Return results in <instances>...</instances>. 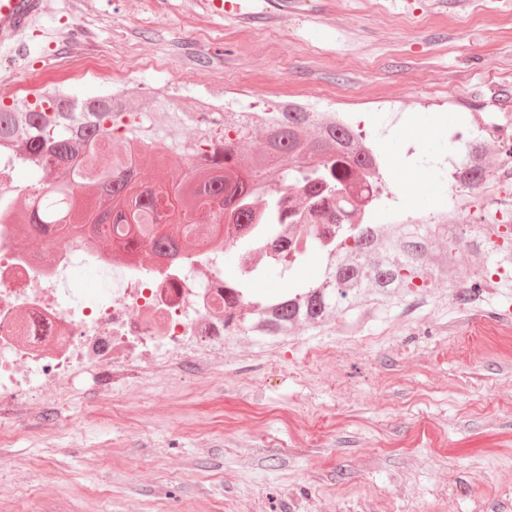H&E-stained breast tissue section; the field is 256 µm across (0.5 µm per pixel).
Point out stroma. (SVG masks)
<instances>
[{
    "mask_svg": "<svg viewBox=\"0 0 512 512\" xmlns=\"http://www.w3.org/2000/svg\"><path fill=\"white\" fill-rule=\"evenodd\" d=\"M484 3L252 0L249 16L220 18L201 0H42L17 38L20 70H0V102H25L31 72L75 51L111 56L140 101L184 112L296 95L362 126L396 205L479 224L512 216V186L496 174L452 200L436 161L449 129L476 140L512 122V0ZM382 112L411 121L396 137ZM347 322L185 388L159 377L102 397L75 379L39 437L0 425V493L13 512H512V295L465 308L424 289L365 324L375 346L315 368L310 349Z\"/></svg>",
    "mask_w": 512,
    "mask_h": 512,
    "instance_id": "obj_1",
    "label": "stroma"
}]
</instances>
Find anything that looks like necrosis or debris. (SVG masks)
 Returning a JSON list of instances; mask_svg holds the SVG:
<instances>
[{
    "label": "necrosis or debris",
    "mask_w": 512,
    "mask_h": 512,
    "mask_svg": "<svg viewBox=\"0 0 512 512\" xmlns=\"http://www.w3.org/2000/svg\"><path fill=\"white\" fill-rule=\"evenodd\" d=\"M469 145L450 136L438 166L448 173L449 196L470 195ZM10 165L0 156V406L25 428L31 407L79 375H112L137 383L156 372L181 380L224 373V358L237 343L268 336L272 352L295 343L291 332H270L283 302L303 307L305 294L273 296L262 308L234 288L223 252L181 255L159 263L151 253L115 260L91 240L45 242L29 250L16 233ZM334 224H279L277 238L321 265L336 255ZM92 266L111 286L89 301L78 300L69 275Z\"/></svg>",
    "instance_id": "necrosis-or-debris-1"
}]
</instances>
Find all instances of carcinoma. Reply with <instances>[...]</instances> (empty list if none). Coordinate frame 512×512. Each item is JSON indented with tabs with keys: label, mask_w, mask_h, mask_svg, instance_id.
<instances>
[{
	"label": "carcinoma",
	"mask_w": 512,
	"mask_h": 512,
	"mask_svg": "<svg viewBox=\"0 0 512 512\" xmlns=\"http://www.w3.org/2000/svg\"><path fill=\"white\" fill-rule=\"evenodd\" d=\"M34 97L21 110L0 102V150L28 168L35 186L44 191L39 205L23 207L22 216L49 239L73 237L78 230L95 235L120 224L121 237H106L119 253L132 256L146 247L158 257L175 258L184 239L199 230L201 218L208 224L199 242L223 248L224 213L229 211L235 224L255 225L239 238V245L251 248L257 231L283 223L281 195L288 191L300 195L308 215L345 225V237L351 239L306 297L304 314L311 323L352 309L368 314L429 287L434 270L426 266L428 256L438 246L453 251L463 239L474 254L475 269L457 291L458 304L481 302L492 275L499 276L498 287L512 289V278L500 275L504 267L512 268V230L506 223L491 225L500 245L468 239L461 224H397L386 234L363 223L361 209L344 195V186L368 165L369 155L353 134L338 132L317 112H244L233 123L222 112H198L192 122L197 136L187 143L168 134L183 121L176 104L164 105L165 127L122 97L79 100L60 92ZM257 129L264 135L268 161L245 172L241 150L246 136ZM156 142L172 153L192 155L183 183L162 190L132 181L136 157L131 149ZM471 147L469 178L481 185L485 146L474 142ZM304 260L280 253L257 268L229 274L246 292L256 276L273 268L285 273ZM275 320L283 328L298 326L296 307L282 305Z\"/></svg>",
	"instance_id": "1"
}]
</instances>
